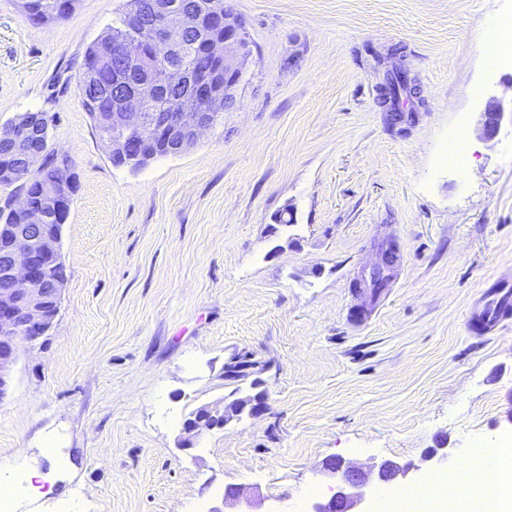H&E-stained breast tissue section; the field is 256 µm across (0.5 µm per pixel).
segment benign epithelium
<instances>
[{
	"mask_svg": "<svg viewBox=\"0 0 512 512\" xmlns=\"http://www.w3.org/2000/svg\"><path fill=\"white\" fill-rule=\"evenodd\" d=\"M157 33L147 34L131 25L112 35V42L122 47L117 53L120 67L142 64L143 48L151 43L161 51L181 55L204 44L214 61L223 69V87L216 83L217 72L195 74L189 70L169 69L159 74L150 69L145 79L137 84L120 81L112 86V112L101 114L102 123L112 126V137L106 143L112 152L128 155V161L140 160L154 145L164 144L175 154L193 147L200 133L219 120L221 113L201 109L203 99H212L225 105L231 99L230 91L239 82L240 61L247 56L246 42L240 27L228 14L213 10L197 11L175 2L164 8H155ZM185 85L186 92L169 105L161 100L171 85ZM499 103H489L484 111V130L493 135L503 118ZM48 131L45 113L36 112L22 117L0 131V140L12 143L13 152L20 157L29 154L31 141ZM71 179L67 169L58 171L53 183L43 195L52 199L51 208L43 207L29 195L24 196L18 210L25 214V222L14 227L9 242L0 248V266L7 271V279L0 283V401L13 386V368L20 348L42 336L49 319L47 298L60 302L62 289L44 288L45 273L60 257V232L66 223L70 208L68 202ZM228 405H214L205 413L184 424V430L196 437L202 430L221 428L228 423ZM380 481H399L410 476L411 469L392 461L377 465ZM369 494V479L359 469L342 474L336 492L327 501L312 505L309 512H364L362 507ZM235 504L238 512H250L251 503L242 498L237 489L224 492L222 506L210 512H225L223 506Z\"/></svg>",
	"mask_w": 512,
	"mask_h": 512,
	"instance_id": "obj_1",
	"label": "benign epithelium"
}]
</instances>
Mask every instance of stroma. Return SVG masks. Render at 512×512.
<instances>
[{
  "instance_id": "1",
  "label": "stroma",
  "mask_w": 512,
  "mask_h": 512,
  "mask_svg": "<svg viewBox=\"0 0 512 512\" xmlns=\"http://www.w3.org/2000/svg\"><path fill=\"white\" fill-rule=\"evenodd\" d=\"M127 7L34 23L0 0V127L45 113L77 177L58 314L0 402V481L42 476L9 512H209L229 488L297 512L331 496L332 461L412 464L415 485L427 449L445 474L512 442V325L466 328L512 275V120L482 126L489 100L512 106V63L482 52L512 0H224L250 50L234 104L137 170L112 164L79 93ZM396 68L418 91L402 128L381 92ZM257 379L264 414L186 437Z\"/></svg>"
}]
</instances>
